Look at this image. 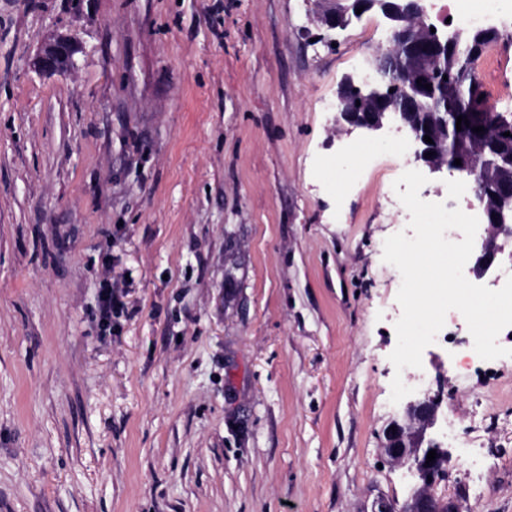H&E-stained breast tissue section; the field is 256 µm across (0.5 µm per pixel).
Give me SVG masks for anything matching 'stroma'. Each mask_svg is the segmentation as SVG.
<instances>
[{
	"label": "stroma",
	"instance_id": "1",
	"mask_svg": "<svg viewBox=\"0 0 512 512\" xmlns=\"http://www.w3.org/2000/svg\"><path fill=\"white\" fill-rule=\"evenodd\" d=\"M312 0H0V512H371L410 214L383 137L325 103L371 10ZM479 60L512 112V26ZM77 40L64 75L34 60ZM123 312L102 331L99 274ZM459 448L436 492L512 512V356L426 347ZM356 0H318V20L323 27V33L319 34V38L333 43L331 34L335 33L337 29L345 28L351 21L347 18L346 11L343 6L350 8L352 13L355 7ZM344 2V3H343ZM343 3V5H342Z\"/></svg>",
	"mask_w": 512,
	"mask_h": 512
}]
</instances>
